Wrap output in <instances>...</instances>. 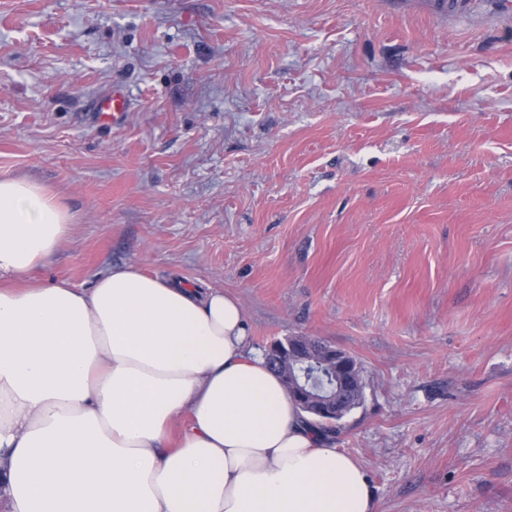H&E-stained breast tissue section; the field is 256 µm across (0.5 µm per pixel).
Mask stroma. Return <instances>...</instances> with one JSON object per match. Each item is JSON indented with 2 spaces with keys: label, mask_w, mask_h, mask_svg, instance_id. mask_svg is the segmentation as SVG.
<instances>
[{
  "label": "stroma",
  "mask_w": 512,
  "mask_h": 512,
  "mask_svg": "<svg viewBox=\"0 0 512 512\" xmlns=\"http://www.w3.org/2000/svg\"><path fill=\"white\" fill-rule=\"evenodd\" d=\"M129 105L100 123L99 97ZM356 358L378 512H512V0H0V178Z\"/></svg>",
  "instance_id": "35a3bbf8"
}]
</instances>
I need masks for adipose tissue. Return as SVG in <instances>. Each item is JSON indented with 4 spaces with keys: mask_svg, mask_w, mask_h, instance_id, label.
Listing matches in <instances>:
<instances>
[{
    "mask_svg": "<svg viewBox=\"0 0 512 512\" xmlns=\"http://www.w3.org/2000/svg\"><path fill=\"white\" fill-rule=\"evenodd\" d=\"M75 216L0 179V492L8 512H377L365 466L291 399L241 302L112 268L35 272Z\"/></svg>",
    "mask_w": 512,
    "mask_h": 512,
    "instance_id": "1",
    "label": "adipose tissue"
}]
</instances>
